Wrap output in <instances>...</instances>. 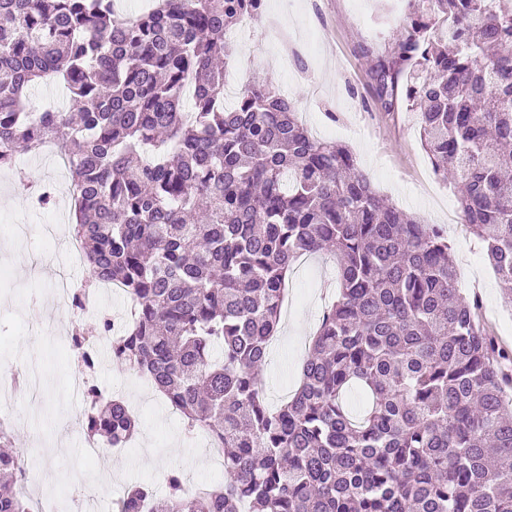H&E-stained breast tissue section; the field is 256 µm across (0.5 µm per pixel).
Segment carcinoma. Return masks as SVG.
Returning <instances> with one entry per match:
<instances>
[{"mask_svg":"<svg viewBox=\"0 0 512 512\" xmlns=\"http://www.w3.org/2000/svg\"><path fill=\"white\" fill-rule=\"evenodd\" d=\"M372 68L384 112L416 113L460 217L512 297V0H407ZM264 0H0V168L56 141L76 192L89 281L138 303L113 359L147 375L224 474L117 512H512V347L459 293L448 235L389 202L345 145L315 137L264 80L224 106L228 31ZM63 83L76 117L30 112ZM336 260L288 400L261 381L288 271ZM87 434L124 446L137 421L90 390ZM18 429L0 427V512H30ZM69 95L63 84L58 82L38 83L29 90L28 110L40 112L47 106L67 110Z\"/></svg>","mask_w":512,"mask_h":512,"instance_id":"1","label":"carcinoma"}]
</instances>
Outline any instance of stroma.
<instances>
[{
	"label": "stroma",
	"instance_id": "obj_1",
	"mask_svg": "<svg viewBox=\"0 0 512 512\" xmlns=\"http://www.w3.org/2000/svg\"><path fill=\"white\" fill-rule=\"evenodd\" d=\"M402 16L391 0H265L260 20L237 27L232 88L263 79L298 102H314L305 119L314 136L348 146L390 202L424 223L444 225L461 294L479 295L480 321L512 345V299L504 298L481 244L458 220L453 184L434 178L415 114H388L373 100L372 65L386 54ZM20 172L45 185L64 182L66 175L50 154H23L14 167L0 170V365L34 362L41 376L38 394L20 384L12 395L15 412L25 419V452L43 474L30 497L50 501L55 512H72L75 485L69 477L76 474L81 490L101 498L100 512H115L130 485L154 484L170 468L180 469L191 485L220 475L222 466L186 435L166 399L108 351L97 366L96 385L132 407L139 431L130 445L85 459L86 430L69 415L87 408L89 400L70 387L71 333L53 328L45 302L59 276L80 283L88 271L65 259L70 216L47 205L33 207L12 187ZM336 286V265L328 254L302 257L290 270L288 309L262 372L270 405L287 398L298 376L307 336L322 311L321 288Z\"/></svg>",
	"mask_w": 512,
	"mask_h": 512
}]
</instances>
